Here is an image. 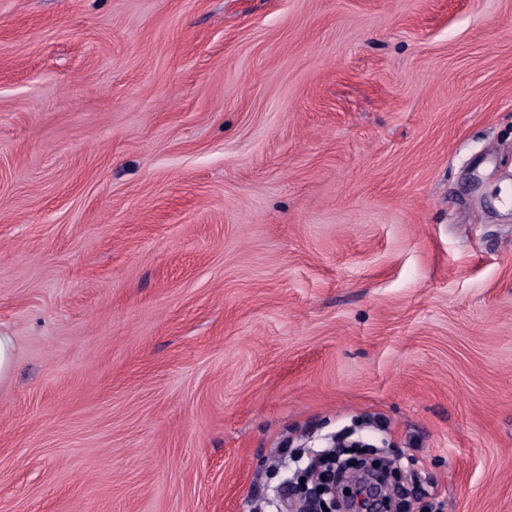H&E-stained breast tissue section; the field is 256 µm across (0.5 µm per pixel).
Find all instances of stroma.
<instances>
[{
    "instance_id": "1",
    "label": "stroma",
    "mask_w": 512,
    "mask_h": 512,
    "mask_svg": "<svg viewBox=\"0 0 512 512\" xmlns=\"http://www.w3.org/2000/svg\"><path fill=\"white\" fill-rule=\"evenodd\" d=\"M505 193L512 0H0V512H512ZM15 343L12 336L0 333V381L7 380L15 362ZM344 461H337L333 454L321 456L312 460L307 464L305 469L299 471L292 480H286L281 489H285L292 500L307 501L313 495L318 496V512H340L350 511L354 509L353 503L358 497V490L361 483L357 481V476L353 480L341 481L336 484L335 478L329 480L326 484L316 485L310 481L311 474L317 470L322 464H331L333 468L344 464ZM304 478V483L300 479ZM345 490H349V494H345ZM328 508V511H325Z\"/></svg>"
}]
</instances>
